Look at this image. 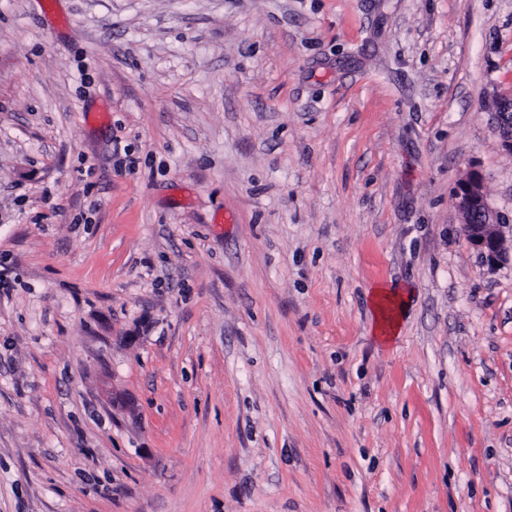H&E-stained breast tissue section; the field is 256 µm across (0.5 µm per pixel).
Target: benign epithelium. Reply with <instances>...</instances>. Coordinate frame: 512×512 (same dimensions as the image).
I'll use <instances>...</instances> for the list:
<instances>
[{"label": "benign epithelium", "mask_w": 512, "mask_h": 512, "mask_svg": "<svg viewBox=\"0 0 512 512\" xmlns=\"http://www.w3.org/2000/svg\"><path fill=\"white\" fill-rule=\"evenodd\" d=\"M499 105L500 109L493 112L494 131L501 150L512 155V96H502ZM453 200L456 208L469 218L465 233L482 258L491 267L502 262L501 227L506 219L491 206L483 192L481 177L473 173L459 183Z\"/></svg>", "instance_id": "obj_1"}]
</instances>
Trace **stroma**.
<instances>
[{"label": "stroma", "mask_w": 512, "mask_h": 512, "mask_svg": "<svg viewBox=\"0 0 512 512\" xmlns=\"http://www.w3.org/2000/svg\"><path fill=\"white\" fill-rule=\"evenodd\" d=\"M509 92L512 0H0V512H512ZM499 105L500 109L493 112L494 131L501 150L512 155V96H502ZM453 200L456 208L469 218L470 224H465V233L482 258L490 267L502 262L501 227L506 224V219L491 206L483 192L481 177L472 173L459 183ZM398 295L383 287L376 286L372 293V307L375 316V333L383 343L390 342L397 334L400 325V307Z\"/></svg>", "instance_id": "stroma-1"}]
</instances>
